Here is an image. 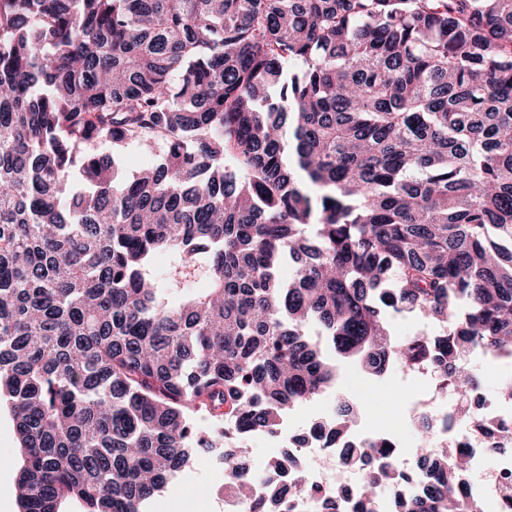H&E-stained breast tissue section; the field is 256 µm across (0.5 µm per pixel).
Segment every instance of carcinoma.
<instances>
[{"label":"carcinoma","instance_id":"carcinoma-1","mask_svg":"<svg viewBox=\"0 0 512 512\" xmlns=\"http://www.w3.org/2000/svg\"><path fill=\"white\" fill-rule=\"evenodd\" d=\"M160 141L131 178L86 152ZM512 0H0V396L19 512H146L200 452L249 498L256 434L337 361L477 391L512 358ZM314 252L283 282L285 259ZM169 256L164 275L154 256ZM441 334L391 337L389 310ZM224 425L199 433L191 413ZM348 400L314 432L347 436ZM395 512H484L431 415ZM398 445L346 444L359 512ZM268 504L324 499L293 452Z\"/></svg>","mask_w":512,"mask_h":512}]
</instances>
